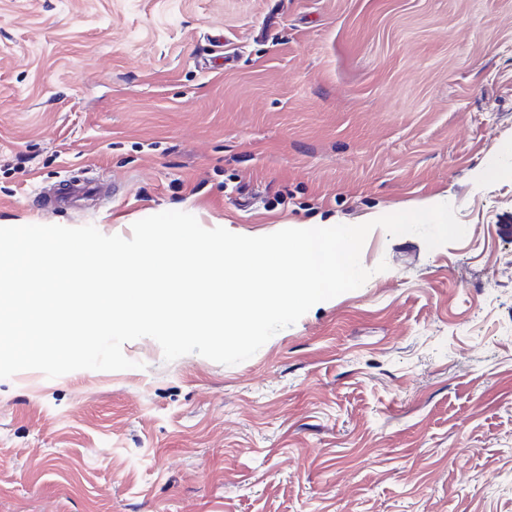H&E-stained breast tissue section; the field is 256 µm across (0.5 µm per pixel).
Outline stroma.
<instances>
[{
    "label": "stroma",
    "instance_id": "35a3bbf8",
    "mask_svg": "<svg viewBox=\"0 0 512 512\" xmlns=\"http://www.w3.org/2000/svg\"><path fill=\"white\" fill-rule=\"evenodd\" d=\"M73 177L120 192L38 206ZM434 197L462 240L374 228L366 283L244 362L0 379V512H512V0H0V227Z\"/></svg>",
    "mask_w": 512,
    "mask_h": 512
}]
</instances>
